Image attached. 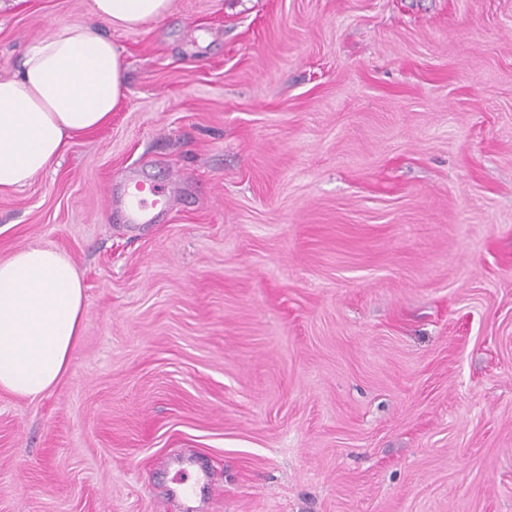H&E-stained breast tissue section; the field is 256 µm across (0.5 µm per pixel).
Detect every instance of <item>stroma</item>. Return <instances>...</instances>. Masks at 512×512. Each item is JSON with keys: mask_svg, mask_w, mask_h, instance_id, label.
I'll list each match as a JSON object with an SVG mask.
<instances>
[{"mask_svg": "<svg viewBox=\"0 0 512 512\" xmlns=\"http://www.w3.org/2000/svg\"><path fill=\"white\" fill-rule=\"evenodd\" d=\"M89 16L1 10L0 75ZM109 35L111 122L0 193V259L62 251L86 308L55 387L0 392V512H512V0H173ZM133 185L135 192L128 194L127 209L131 224H148L149 211L157 210L163 204L166 197L165 187L161 184L147 181L135 180Z\"/></svg>", "mask_w": 512, "mask_h": 512, "instance_id": "35a3bbf8", "label": "stroma"}]
</instances>
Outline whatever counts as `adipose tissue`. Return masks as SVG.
Wrapping results in <instances>:
<instances>
[{"instance_id": "obj_1", "label": "adipose tissue", "mask_w": 512, "mask_h": 512, "mask_svg": "<svg viewBox=\"0 0 512 512\" xmlns=\"http://www.w3.org/2000/svg\"><path fill=\"white\" fill-rule=\"evenodd\" d=\"M172 0H92V18L54 28L0 76V192L31 183L73 138L107 125L126 96L109 28L158 21ZM84 291L63 252L29 246L0 260V391L36 397L67 374Z\"/></svg>"}]
</instances>
